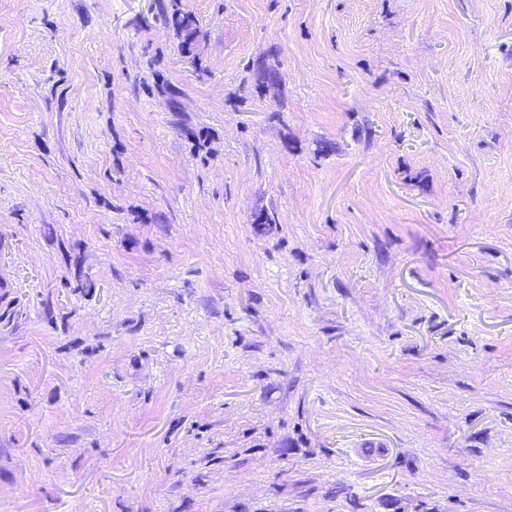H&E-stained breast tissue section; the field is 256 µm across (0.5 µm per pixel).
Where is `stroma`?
Returning <instances> with one entry per match:
<instances>
[{
	"label": "stroma",
	"instance_id": "35a3bbf8",
	"mask_svg": "<svg viewBox=\"0 0 512 512\" xmlns=\"http://www.w3.org/2000/svg\"><path fill=\"white\" fill-rule=\"evenodd\" d=\"M0 512H512V0H0Z\"/></svg>",
	"mask_w": 512,
	"mask_h": 512
}]
</instances>
